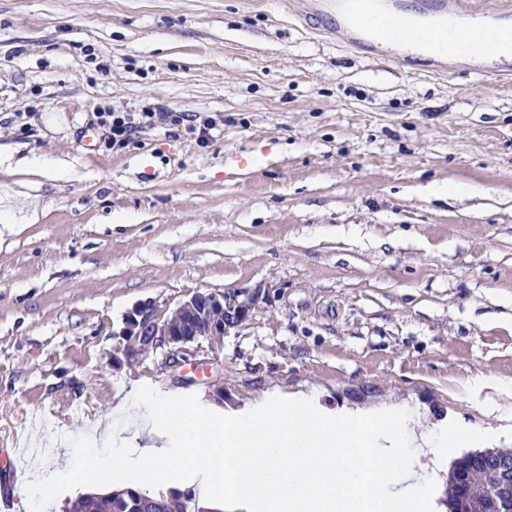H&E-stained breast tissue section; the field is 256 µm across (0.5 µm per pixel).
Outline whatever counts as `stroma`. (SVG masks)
I'll return each mask as SVG.
<instances>
[{"instance_id": "1", "label": "stroma", "mask_w": 512, "mask_h": 512, "mask_svg": "<svg viewBox=\"0 0 512 512\" xmlns=\"http://www.w3.org/2000/svg\"><path fill=\"white\" fill-rule=\"evenodd\" d=\"M290 2L0 0V184L20 199L0 211V512L76 479V449L106 468L137 447L148 411L114 412L135 387L218 425L314 388L326 411L412 400L487 427L462 388L512 382V84L463 53L369 55ZM146 106L212 135L109 146L99 113ZM256 287L199 366L108 364L136 308Z\"/></svg>"}]
</instances>
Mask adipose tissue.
Segmentation results:
<instances>
[{"mask_svg": "<svg viewBox=\"0 0 512 512\" xmlns=\"http://www.w3.org/2000/svg\"><path fill=\"white\" fill-rule=\"evenodd\" d=\"M128 398L148 406L154 429L182 445L176 461L166 449L146 448L139 486H166L176 464L188 465L211 506L233 512H433L428 491L439 477L430 460L448 445L477 446L495 435L440 428L406 402L325 416L306 395L251 406L218 432L174 402L135 390Z\"/></svg>", "mask_w": 512, "mask_h": 512, "instance_id": "ef3b65f1", "label": "adipose tissue"}]
</instances>
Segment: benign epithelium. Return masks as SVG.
I'll return each instance as SVG.
<instances>
[{"label":"benign epithelium","mask_w":512,"mask_h":512,"mask_svg":"<svg viewBox=\"0 0 512 512\" xmlns=\"http://www.w3.org/2000/svg\"><path fill=\"white\" fill-rule=\"evenodd\" d=\"M261 290L223 294L196 291L158 314L151 306L136 309L127 319L122 349L125 358L137 360L157 351L168 368L194 360L203 346L215 353L224 336L249 323ZM481 465L503 475L493 495L494 512H512V457L483 456Z\"/></svg>","instance_id":"benign-epithelium-1"}]
</instances>
